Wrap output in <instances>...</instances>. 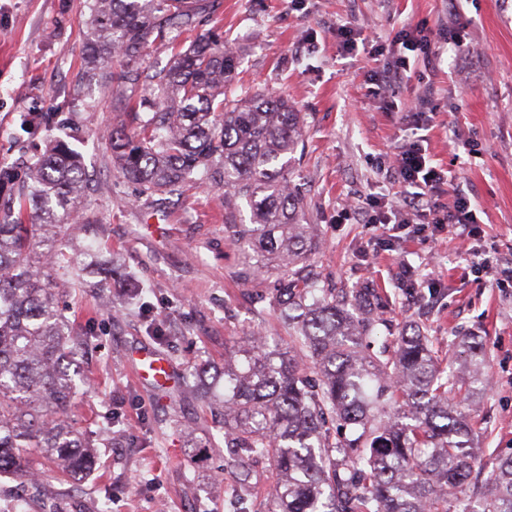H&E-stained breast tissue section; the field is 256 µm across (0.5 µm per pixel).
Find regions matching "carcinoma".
<instances>
[{
  "label": "carcinoma",
  "mask_w": 512,
  "mask_h": 512,
  "mask_svg": "<svg viewBox=\"0 0 512 512\" xmlns=\"http://www.w3.org/2000/svg\"><path fill=\"white\" fill-rule=\"evenodd\" d=\"M83 56L89 72L127 107L145 113L108 135L112 163L146 195L181 196L209 187L224 194V235L244 252L240 275L277 277L288 345L242 336L224 353L222 375L193 373L200 399L224 411V448L241 462L270 461L267 512H512V455L499 460L478 495H467L477 461L465 410L483 395L484 345L456 344L465 374L447 371L419 326L393 345L378 342L372 290L352 297L319 287L296 267L318 249L315 225L293 186L304 116L269 92L239 91L236 50L200 35L170 66L145 72L136 60L173 31L198 29L214 0H91ZM86 170L58 139L19 178L0 164V472L30 481L34 448L62 475L94 464V445L68 420L78 373L74 358L91 340L73 336L55 294L74 265L68 229L98 224L76 217ZM249 212L243 219L241 211Z\"/></svg>",
  "instance_id": "carcinoma-1"
}]
</instances>
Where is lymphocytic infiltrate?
Instances as JSON below:
<instances>
[{"label": "lymphocytic infiltrate", "instance_id": "lymphocytic-infiltrate-1", "mask_svg": "<svg viewBox=\"0 0 512 512\" xmlns=\"http://www.w3.org/2000/svg\"><path fill=\"white\" fill-rule=\"evenodd\" d=\"M436 38L459 48L466 43L461 31H435L424 22L403 29L392 40L393 61L375 72V84L394 93L402 90L411 56H429L432 41ZM411 124L418 131L416 140L398 146L388 166L390 174L404 190L401 205L390 206L369 197L353 207V214L365 218L370 224H431L435 229L448 231L469 255L475 272L493 273L496 287L512 288V261L498 256L493 250H476L474 241L480 228L470 198L463 189L454 186L450 171L432 163L423 134L430 124L424 105L413 108Z\"/></svg>", "mask_w": 512, "mask_h": 512}]
</instances>
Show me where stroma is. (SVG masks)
<instances>
[{
    "label": "stroma",
    "instance_id": "1",
    "mask_svg": "<svg viewBox=\"0 0 512 512\" xmlns=\"http://www.w3.org/2000/svg\"><path fill=\"white\" fill-rule=\"evenodd\" d=\"M219 2L209 27L236 47L239 85L276 91L305 116L294 166L319 230L309 265L322 286L372 285L384 310L378 335L392 339L420 323L444 362L459 337H482L490 383L472 424L482 449L473 480L483 483L512 454V295L475 277L450 235L437 240L415 224L387 234L342 211L370 196L399 198L383 165L413 139L406 115L422 100L433 111L429 153L468 193L483 229L480 246L512 242V0H459L453 8L448 0ZM88 15L87 0H0V157H32L57 137L74 144L93 186L80 208L99 221L76 225L66 250L80 263L91 249L124 269L106 288L84 273L83 287L59 304L72 328L93 337L77 358L87 384L70 417L121 439L97 449L91 472L67 479L45 467L41 476L56 489V512H100L105 501L111 512H155L159 503L165 512H267L266 463H253L251 484H236L217 409L183 388L137 379L132 355L162 354L181 378L221 369L225 345L239 337L285 336L266 299L269 280L239 278L243 254L224 236L223 194L139 196L115 170L106 135L134 119L116 111L105 87L82 78ZM340 21L362 30L377 56L343 57ZM421 21L464 29L466 45L457 52L434 41L439 64L411 58L406 87L386 97L371 75L391 62L396 32ZM26 112L45 115L36 132L21 128ZM400 260L419 268L416 291L401 284ZM135 286L143 299L128 296ZM110 413L115 423H106Z\"/></svg>",
    "mask_w": 512,
    "mask_h": 512
}]
</instances>
